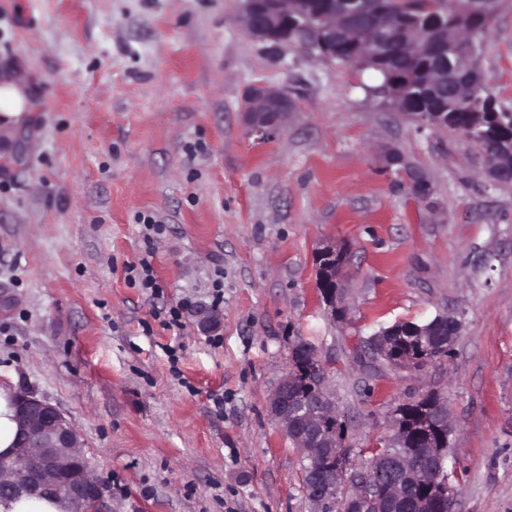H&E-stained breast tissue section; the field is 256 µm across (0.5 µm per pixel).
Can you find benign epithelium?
<instances>
[{"instance_id":"7a95c632","label":"benign epithelium","mask_w":512,"mask_h":512,"mask_svg":"<svg viewBox=\"0 0 512 512\" xmlns=\"http://www.w3.org/2000/svg\"><path fill=\"white\" fill-rule=\"evenodd\" d=\"M241 22L254 39L278 48L296 45L316 51L329 59L336 55V42H357L363 30L372 31L390 41L397 40L399 32L390 23L387 11H367L363 6L351 7L356 0H340V4L326 0H242ZM403 41L412 47L419 61L414 73L403 74L388 66L384 43L367 42L363 59L388 72L387 80L374 92L384 96L393 107L410 115L421 128H444L448 113L473 112L482 118L496 113L494 98L472 91L466 81L468 71L475 67L474 50L461 46L460 36L448 34V22L438 7H433L422 23L414 26L411 36ZM295 100L285 89L266 85L251 87L245 96L242 114L248 134L258 140H267L284 129L288 114L294 111ZM478 124L457 128V132L471 141L495 184L512 183V142L501 146L493 154L484 144L485 134L474 133ZM344 252L330 244L316 256L319 279L323 283L320 301L333 320L347 319L348 310L342 294ZM450 328V336H459L461 323L454 317L439 315L431 322L418 325L397 322L382 330L381 336L370 340L375 348L384 346L383 337H410L424 353L425 364L445 359L449 344H439L435 336L440 327ZM305 362L308 372L318 384L317 400L299 399L293 390L294 370L291 367L272 394L270 413L285 435L294 438L299 448H334L336 436L345 421L336 407L329 386V370L318 354L300 342L290 348V360ZM17 441L10 462L0 458V492L36 494L48 488L61 491L66 512H105L104 490L92 474L82 453L81 433L75 424L56 406L32 391L14 395ZM429 411L434 418L426 419L423 428H431L439 436V443L448 439L445 431H453L449 421L448 401L431 394ZM330 471H325L319 456L311 455L306 471L309 499L315 512H335L340 487L350 480L345 478L349 467L327 455ZM391 477L375 487L376 493L390 508L403 499L400 474L410 465L402 458L392 462Z\"/></svg>"}]
</instances>
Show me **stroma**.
<instances>
[{"mask_svg":"<svg viewBox=\"0 0 512 512\" xmlns=\"http://www.w3.org/2000/svg\"><path fill=\"white\" fill-rule=\"evenodd\" d=\"M240 10L0 0V75L26 84L30 113L0 144V388L73 421L108 512H312L268 407L301 338L330 367L353 459L435 389L457 512H512V185L490 184L466 138L372 96L375 72L272 49ZM479 64L512 110V0ZM257 83L297 103L266 141L241 117ZM331 242L347 251L343 322L316 288ZM145 256L154 295L128 272ZM182 300L184 328L165 327ZM446 313L462 322L450 361L417 375L356 362L380 328Z\"/></svg>","mask_w":512,"mask_h":512,"instance_id":"obj_1","label":"stroma"}]
</instances>
